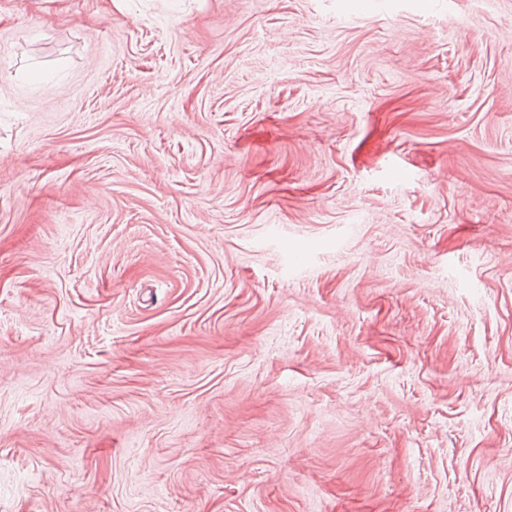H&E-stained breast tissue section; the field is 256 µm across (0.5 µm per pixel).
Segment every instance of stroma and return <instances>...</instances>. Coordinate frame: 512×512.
<instances>
[{"instance_id": "35a3bbf8", "label": "stroma", "mask_w": 512, "mask_h": 512, "mask_svg": "<svg viewBox=\"0 0 512 512\" xmlns=\"http://www.w3.org/2000/svg\"><path fill=\"white\" fill-rule=\"evenodd\" d=\"M0 0V512H512V0Z\"/></svg>"}]
</instances>
